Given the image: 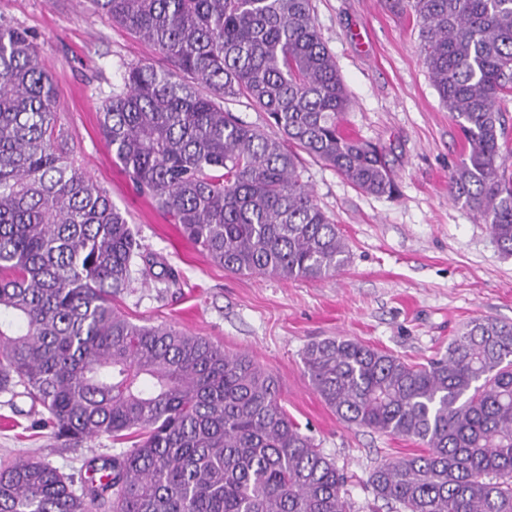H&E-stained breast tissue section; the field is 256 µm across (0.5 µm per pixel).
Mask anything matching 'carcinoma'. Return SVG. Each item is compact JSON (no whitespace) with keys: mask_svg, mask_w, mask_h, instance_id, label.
Here are the masks:
<instances>
[{"mask_svg":"<svg viewBox=\"0 0 512 512\" xmlns=\"http://www.w3.org/2000/svg\"><path fill=\"white\" fill-rule=\"evenodd\" d=\"M93 2L166 62L126 67L101 107L136 189L227 272L343 269L347 246L294 148L366 193L394 184L382 151L341 129L349 99L312 0ZM410 7L467 143L449 192L512 254L499 106L512 91V0ZM55 96L33 37L0 24V392L23 388L68 444L132 445L91 462L78 489L48 462H0V512H350L347 477L288 416L275 376L112 308L154 261L57 130ZM241 97L279 135L224 107ZM303 363L341 420L422 445L372 469L375 498L397 512H512V324L471 320L425 364L339 336L309 343Z\"/></svg>","mask_w":512,"mask_h":512,"instance_id":"1","label":"carcinoma"}]
</instances>
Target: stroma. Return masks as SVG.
<instances>
[{
    "label": "stroma",
    "instance_id": "stroma-1",
    "mask_svg": "<svg viewBox=\"0 0 512 512\" xmlns=\"http://www.w3.org/2000/svg\"><path fill=\"white\" fill-rule=\"evenodd\" d=\"M313 5L350 100L343 129L383 148L397 186L390 197L368 194L302 155L303 181L349 248L343 270L316 281L224 271L136 190L100 131V107L127 65L159 63L153 45L92 0H0V23L36 35L78 161L136 229L143 252L178 275L172 286L135 279L115 306L133 322L173 325L248 354L276 376L289 416L347 475L352 512H390L368 486L369 473L418 444L340 420L312 387L302 352L314 340L345 336L423 363L471 319L512 324V255L448 198L466 147L429 78L406 0ZM40 418L28 398L0 393V461L39 458L78 480L89 460L120 451L105 436L66 444L39 428Z\"/></svg>",
    "mask_w": 512,
    "mask_h": 512
}]
</instances>
